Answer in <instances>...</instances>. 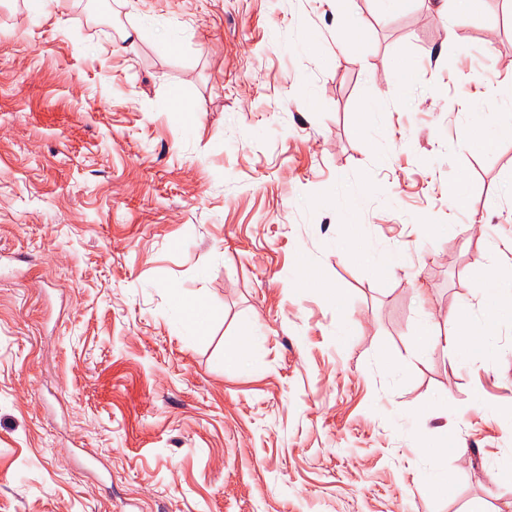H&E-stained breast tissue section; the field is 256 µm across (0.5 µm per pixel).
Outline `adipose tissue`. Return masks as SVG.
<instances>
[{
    "mask_svg": "<svg viewBox=\"0 0 512 512\" xmlns=\"http://www.w3.org/2000/svg\"><path fill=\"white\" fill-rule=\"evenodd\" d=\"M481 286L486 294L496 297V304L486 306L477 317H449L453 331L443 340L434 331L435 321H427L417 338L421 351H433L443 343L455 355L466 360L496 355L494 336L512 324V276L491 266L487 268Z\"/></svg>",
    "mask_w": 512,
    "mask_h": 512,
    "instance_id": "ef3b65f1",
    "label": "adipose tissue"
}]
</instances>
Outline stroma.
<instances>
[{"mask_svg": "<svg viewBox=\"0 0 512 512\" xmlns=\"http://www.w3.org/2000/svg\"><path fill=\"white\" fill-rule=\"evenodd\" d=\"M510 112L501 0H0V512H512V329L476 363L415 343L512 273ZM175 309L181 316V322L187 336L202 335L209 320L206 305L199 300H187L177 295ZM437 456L434 457L432 465L429 469V479L427 482L428 489L436 495L447 496L449 491L447 473L443 467V461L447 458L448 452L455 451V448H448V437L443 436Z\"/></svg>", "mask_w": 512, "mask_h": 512, "instance_id": "1", "label": "stroma"}]
</instances>
